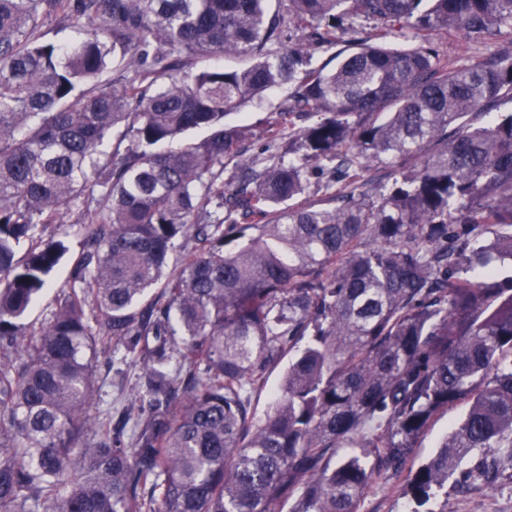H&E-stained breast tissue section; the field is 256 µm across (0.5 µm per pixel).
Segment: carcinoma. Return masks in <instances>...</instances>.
I'll list each match as a JSON object with an SVG mask.
<instances>
[{"mask_svg": "<svg viewBox=\"0 0 512 512\" xmlns=\"http://www.w3.org/2000/svg\"><path fill=\"white\" fill-rule=\"evenodd\" d=\"M54 20L75 37L45 40ZM439 33L490 53L464 62ZM225 55L242 65H201ZM273 87L265 151L288 148L224 180L246 136L224 115ZM508 102L512 0H0V512H354L469 394L405 494L434 512L494 485L488 451L512 459V276L492 268L512 261ZM382 158L393 180L361 191ZM75 212L81 249L30 322ZM101 358L121 383L138 369L114 410ZM287 365V360H284L281 364L275 367L269 373V381L267 387L257 392L252 398V409L255 413L257 421L262 420L272 403L271 390L279 385V382L283 376L284 369ZM97 380L99 385L102 387V394L104 400L109 403L112 402V407H119L121 402H124L130 397L131 388L134 384V380L126 385L123 392L112 386V373L106 376L104 367L98 368Z\"/></svg>", "mask_w": 512, "mask_h": 512, "instance_id": "cac0c4a2", "label": "carcinoma"}]
</instances>
